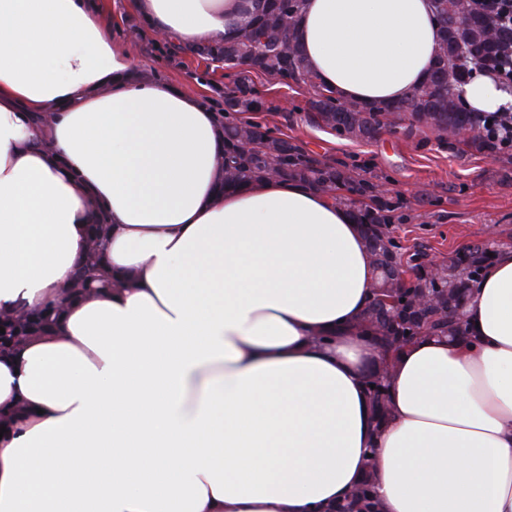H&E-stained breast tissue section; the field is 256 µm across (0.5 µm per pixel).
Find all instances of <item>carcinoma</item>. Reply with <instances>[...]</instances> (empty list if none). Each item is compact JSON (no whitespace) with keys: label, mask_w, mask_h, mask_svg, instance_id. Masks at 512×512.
I'll list each match as a JSON object with an SVG mask.
<instances>
[{"label":"carcinoma","mask_w":512,"mask_h":512,"mask_svg":"<svg viewBox=\"0 0 512 512\" xmlns=\"http://www.w3.org/2000/svg\"><path fill=\"white\" fill-rule=\"evenodd\" d=\"M262 9L234 39L219 35L195 47L198 56L236 71L234 86L224 92V112L239 118L224 123V189L236 190L268 179L297 180L332 195L345 204L362 227L368 258L379 270L369 303L360 324L362 331L384 354L389 355L425 335H459V322L452 314L463 309L471 287L491 263L495 250L472 244L431 275L420 252L403 259L401 247L388 226L402 224L407 216L399 203L385 197L379 185L357 180L333 164L320 163L304 155L288 139L244 113L264 110L262 98L245 73L255 71L275 77L279 84L308 83L314 95L309 111L320 126L355 141L372 139L384 125L410 118L436 130L440 137L462 140L465 147L486 154L497 148L476 128L475 115L461 107L460 88L470 77L468 67L495 65L512 52V31L498 27L493 18L472 8L470 0H434L435 17L456 18L451 28L442 29V40L432 69L421 86L397 102L365 106L341 103L333 92L316 86L309 75L296 37V26L305 0H262ZM104 249L101 226L92 229L83 267L66 285V292L79 293L105 286L97 270ZM409 277V287H396V277ZM44 320L41 312L23 310L20 316L0 317V353L22 343ZM367 389L377 423L388 421L391 404L374 375ZM356 497L336 503L330 512H383L372 472L358 484Z\"/></svg>","instance_id":"carcinoma-1"}]
</instances>
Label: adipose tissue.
Listing matches in <instances>:
<instances>
[{
    "label": "adipose tissue",
    "mask_w": 512,
    "mask_h": 512,
    "mask_svg": "<svg viewBox=\"0 0 512 512\" xmlns=\"http://www.w3.org/2000/svg\"><path fill=\"white\" fill-rule=\"evenodd\" d=\"M192 47L258 0H128ZM318 85L405 98L432 0H305ZM474 112L512 106L488 76ZM224 121L143 79L84 0H0V311L50 310L0 355V512H330L373 472L384 512H512V249L465 334L387 357L363 337L377 270L350 211L268 180L221 192ZM111 286L65 296L90 225ZM389 365L379 425L368 373Z\"/></svg>",
    "instance_id": "1"
}]
</instances>
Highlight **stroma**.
<instances>
[{"instance_id":"1","label":"stroma","mask_w":512,"mask_h":512,"mask_svg":"<svg viewBox=\"0 0 512 512\" xmlns=\"http://www.w3.org/2000/svg\"><path fill=\"white\" fill-rule=\"evenodd\" d=\"M86 3L144 76L170 82L223 112L231 83L223 69L159 39L122 0ZM252 83L269 106L261 121L309 157L381 184L400 202L409 219L391 225V234L402 247L421 250L424 263L448 261L490 236L497 249H512V152L465 151L428 128H385L370 141L347 140L317 125L306 109L312 92L305 84L287 88L268 76L253 77Z\"/></svg>"}]
</instances>
